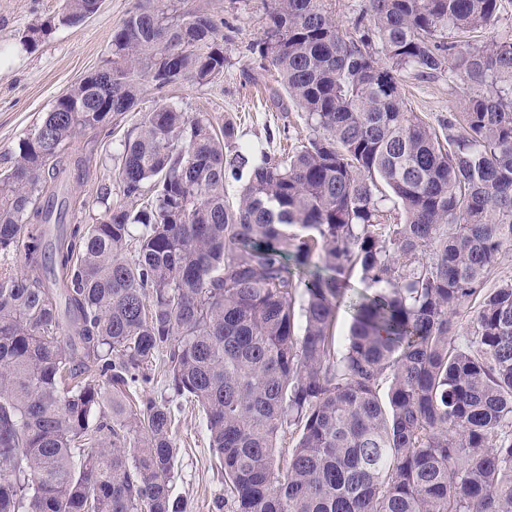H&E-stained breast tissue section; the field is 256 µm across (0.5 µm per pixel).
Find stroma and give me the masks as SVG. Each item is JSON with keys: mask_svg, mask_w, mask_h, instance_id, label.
<instances>
[{"mask_svg": "<svg viewBox=\"0 0 512 512\" xmlns=\"http://www.w3.org/2000/svg\"><path fill=\"white\" fill-rule=\"evenodd\" d=\"M136 0H99L97 11L78 23H60L62 0H0V174L7 173L21 141L41 125L58 96L100 69L111 55L112 33ZM178 11L200 10L222 22L224 75L200 85L184 81L158 97L151 81L142 79L133 111L107 117L83 130L70 143L69 155L85 161L81 180L69 182L64 226L94 224L107 204L123 196L116 176L122 143L147 112L167 103L209 116L216 124L232 122L237 141L278 156L307 141L311 129L291 102L274 104L279 85L273 72L258 67L256 45L267 22L268 0H174ZM401 87L414 111L433 126L458 111V96L447 74L418 78L405 73ZM151 385L141 398L169 403L177 422V455L171 473L173 495L184 499L187 512H230L224 502V474L209 447L205 416L198 406L177 396L167 378L163 357L150 365Z\"/></svg>", "mask_w": 512, "mask_h": 512, "instance_id": "obj_1", "label": "stroma"}]
</instances>
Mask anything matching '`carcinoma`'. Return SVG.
<instances>
[{
    "instance_id": "1",
    "label": "carcinoma",
    "mask_w": 512,
    "mask_h": 512,
    "mask_svg": "<svg viewBox=\"0 0 512 512\" xmlns=\"http://www.w3.org/2000/svg\"><path fill=\"white\" fill-rule=\"evenodd\" d=\"M368 2L351 33L328 0H270L258 53L313 131L291 155L162 104L123 143L139 207L45 243L81 130L131 111L144 77L224 74L216 21L165 0L113 31L112 87L63 91L19 145L0 175V251L24 250L0 275V512H186L170 408L124 401L159 353L206 414L232 512H512V282L481 288L512 247V32L476 39L502 0ZM97 8L63 0L59 21ZM445 69L460 111L436 130L399 77ZM315 256L327 273L290 268ZM356 268L375 292L350 297L341 344Z\"/></svg>"
}]
</instances>
